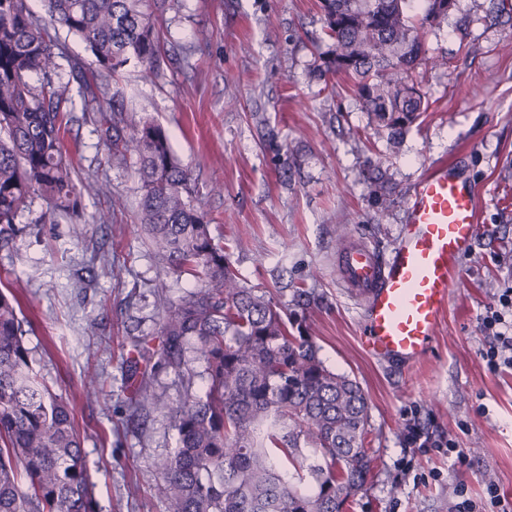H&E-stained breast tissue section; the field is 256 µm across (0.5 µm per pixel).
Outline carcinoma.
Returning a JSON list of instances; mask_svg holds the SVG:
<instances>
[{"label": "carcinoma", "mask_w": 512, "mask_h": 512, "mask_svg": "<svg viewBox=\"0 0 512 512\" xmlns=\"http://www.w3.org/2000/svg\"><path fill=\"white\" fill-rule=\"evenodd\" d=\"M178 0H0V246L13 242L16 219L35 196L54 214L73 217L95 184L80 177L61 145L68 96L51 28L85 44L78 67L83 120L96 124L112 160L136 158L137 219L165 267L194 271L200 288L167 307L158 360L175 372L196 360L207 380L172 407L149 382L130 404L171 415L175 451L159 458L158 493L171 512H345L351 488L370 472L364 448L367 397L355 379L329 370L310 336L294 334L292 312L233 270L224 246L193 204L190 174L154 120L127 111L112 80L130 62L146 77L160 70L154 17ZM412 0H321L332 48L320 73L353 79L377 126L398 134L429 104L414 83L426 56L429 8ZM108 93V100L100 94ZM18 297L0 291V512H98L72 406L34 368ZM276 448L305 470L315 490L293 486L271 456ZM313 448L309 463L304 449Z\"/></svg>", "instance_id": "cac0c4a2"}]
</instances>
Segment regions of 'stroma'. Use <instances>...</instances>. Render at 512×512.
Here are the masks:
<instances>
[{
	"instance_id": "obj_1",
	"label": "stroma",
	"mask_w": 512,
	"mask_h": 512,
	"mask_svg": "<svg viewBox=\"0 0 512 512\" xmlns=\"http://www.w3.org/2000/svg\"><path fill=\"white\" fill-rule=\"evenodd\" d=\"M156 28L158 77L130 64L117 78L128 109L164 128L240 277L296 308L325 365L367 396L372 477L348 512H449L456 485L477 500L488 477L512 497V368H487L480 328L512 284L503 260L512 249V14H496L490 0H456L426 38L429 56L446 65L418 69L429 108L397 136L371 124L343 77L330 87L320 78L317 53L329 40L319 0H181ZM71 100L63 148L99 187L81 199L85 233L74 236L33 199L18 219L24 233L0 248V289L19 292L25 344L74 408L101 512H169L155 463L177 433L167 414L128 408L130 374L139 368L169 403L182 400L180 377L143 353L161 346L166 304L200 282L165 273L150 252L136 222L134 163L113 164L94 124L79 119L80 96ZM441 161L476 187L479 224L433 347L408 368L365 352L360 302L341 284L336 253L353 239L389 251L410 191ZM116 197L124 212L100 223ZM300 288L312 294L301 310ZM90 372L102 395L87 396ZM412 426L455 440L469 460L408 445Z\"/></svg>"
}]
</instances>
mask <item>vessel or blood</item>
<instances>
[{
	"label": "vessel or blood",
	"mask_w": 512,
	"mask_h": 512,
	"mask_svg": "<svg viewBox=\"0 0 512 512\" xmlns=\"http://www.w3.org/2000/svg\"><path fill=\"white\" fill-rule=\"evenodd\" d=\"M477 223L472 185L442 162L412 189L406 220L388 253L360 240L337 252L343 286L363 301L360 337L368 352L406 365L429 352Z\"/></svg>",
	"instance_id": "b4317fda"
}]
</instances>
